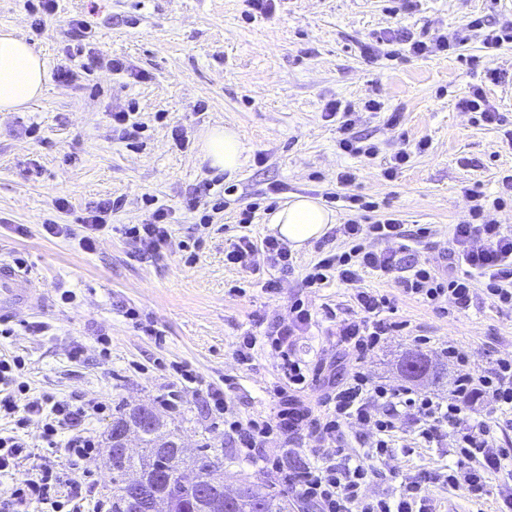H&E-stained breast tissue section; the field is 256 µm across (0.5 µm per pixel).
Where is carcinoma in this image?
Listing matches in <instances>:
<instances>
[{
    "label": "carcinoma",
    "mask_w": 512,
    "mask_h": 512,
    "mask_svg": "<svg viewBox=\"0 0 512 512\" xmlns=\"http://www.w3.org/2000/svg\"><path fill=\"white\" fill-rule=\"evenodd\" d=\"M138 453L109 466L112 471V512H127V476L145 467L164 480L170 479L171 461L177 460L184 470H191L205 485H212L214 494L224 496V483L216 477V463L206 453V447L182 448L176 431L159 420L140 437ZM170 512H198L199 488L176 484L168 489ZM223 512H288V498L265 488L245 483L236 499L224 503Z\"/></svg>",
    "instance_id": "1"
}]
</instances>
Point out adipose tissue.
I'll use <instances>...</instances> for the list:
<instances>
[{"label": "adipose tissue", "mask_w": 512, "mask_h": 512, "mask_svg": "<svg viewBox=\"0 0 512 512\" xmlns=\"http://www.w3.org/2000/svg\"><path fill=\"white\" fill-rule=\"evenodd\" d=\"M45 67L41 58L22 38L0 32V112H13L39 97L44 89ZM201 153L210 167L233 173L243 164L244 148L234 128L213 127L202 137ZM334 213L318 200L298 196L271 217L275 235L295 250L320 239L335 223Z\"/></svg>", "instance_id": "1"}]
</instances>
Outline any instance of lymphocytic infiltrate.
<instances>
[{
	"mask_svg": "<svg viewBox=\"0 0 512 512\" xmlns=\"http://www.w3.org/2000/svg\"><path fill=\"white\" fill-rule=\"evenodd\" d=\"M473 33L486 52L492 53L503 44L512 43V22L494 27L476 19L455 36L438 32L426 41L413 39L406 29H393L385 32L380 41L408 46L416 56L444 55L458 49ZM380 108V102L374 99L365 101L359 111L338 100L327 104L325 116L337 123L340 150L357 157L378 155L376 144L364 143L353 136L352 130L360 111L375 112ZM336 181L341 189L333 193L332 199L344 202L352 213L333 231L344 248L328 252L313 264L301 285L318 288L334 277L354 287L356 315L336 321V347L353 355L354 367L339 380L328 383L317 405L301 399V392L317 375L293 350L294 336L312 321L309 304L297 299L289 303L286 314L270 320L263 339L245 337L235 352L239 363H251L256 344L261 341L277 354L286 381L285 386L273 388L280 401L277 415L241 416L218 389L209 394L212 409L223 415L227 434L244 460H261L273 485L293 489L301 498L317 504L320 512H428L425 485L430 478L426 475L402 481L396 490L375 498L363 493L372 476L368 459L388 455L394 433L405 422L414 426L424 443L444 442L452 448L455 461L443 475L449 487L481 497L493 477L512 469V448L502 443L512 429V355L497 358L493 367L479 371L472 368L467 352L452 344L444 345L440 355L453 369L452 387L444 396L370 379L363 369L366 358L403 325L388 317L393 308L389 296L364 288L362 282L369 275L393 281L401 294L432 306L441 314L455 315L470 308L475 284L480 281L499 310L511 314L512 232H505L492 214L502 209L506 195H512V172L504 173L500 179L501 196L491 199L481 192L466 190L471 203L469 218L454 225L438 265L413 257L415 246L430 243L433 238L431 226L410 231L395 213L377 215L375 202L353 192V170L339 172ZM144 203L150 208L146 222L124 230L126 237L136 243L133 257L140 262L160 256L163 249L172 245L169 209L156 205L150 197ZM114 208V201L101 200L77 217L75 223L60 224L50 219L43 229L56 238L77 237L81 249L92 252ZM224 262L255 271L263 266L285 273L293 269L287 242L271 236L257 242L246 232L225 246ZM30 390L23 359L0 353V418L15 419L21 428L37 424L41 440L51 449L56 448L59 436H66L69 456L82 459L97 454L99 437L86 422L104 413L103 403L75 405L34 396ZM491 409L506 414V421L488 417ZM353 427L365 428L370 434L365 457L338 458L328 454L329 445L341 443L346 429ZM303 431L312 440V464L292 470L279 457L260 456V449L270 440L283 441ZM83 503L81 484L47 459L0 497V512H29L34 504L40 505L41 512H81Z\"/></svg>",
	"mask_w": 512,
	"mask_h": 512,
	"instance_id": "1",
	"label": "lymphocytic infiltrate"
}]
</instances>
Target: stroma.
I'll return each mask as SVG.
<instances>
[{
    "label": "stroma",
    "mask_w": 512,
    "mask_h": 512,
    "mask_svg": "<svg viewBox=\"0 0 512 512\" xmlns=\"http://www.w3.org/2000/svg\"><path fill=\"white\" fill-rule=\"evenodd\" d=\"M43 32L31 27L27 0H0V31L22 36L46 66L42 95L14 112H0V260L21 262L30 270L41 296L35 309L21 312L14 336L0 337V348L24 357L25 374L35 395L73 402L106 403L105 414L90 420L98 436H107L113 420L143 405L175 427L191 448L205 444L223 457L219 476L228 488L250 481L269 486L265 470L243 462L224 433L223 419L211 415L207 391L222 388L241 415L269 416L277 405L271 389L280 378L279 360L256 348L248 365L234 352L260 322L286 313L296 297L309 301L317 314L311 330L298 338L296 351L310 366L322 364L331 344L327 312L345 317L352 302L349 287L329 282L305 288V269L320 256L317 245L294 251L295 271L281 275L279 293H265L258 274L227 266L224 247L239 236L240 208L258 203L251 227L254 239L268 235L270 206L294 196L322 199L336 191V175L351 168L355 193L400 211L408 230L428 224L436 231L434 248H422L418 260L433 258L446 247L454 226L466 218L465 189L479 187L496 195L502 171L512 169V148L501 142L497 126L473 122L458 101L473 87L512 122V81L486 82L478 39L446 56H396L367 61L362 47L385 28H405L426 39L442 31L456 34L470 20L488 25L512 19V0H415L411 9L392 12V0H274L261 13L248 0H57ZM88 23L85 42L104 57L123 59L140 81L106 69L86 71L82 58L70 84L58 82L59 62L74 44L71 23ZM381 103L378 113H364L356 137L380 145L373 159L354 157L337 146L334 121L324 116L328 102ZM134 107L144 127L136 138L112 133L110 112ZM401 113L398 127L388 113ZM182 126L187 148H177L173 126ZM235 128L244 143L245 161L234 174H221L202 162L201 132L216 126ZM426 141L425 152L415 149ZM402 148L410 160L396 179L381 171L391 150ZM221 179L230 187L223 212L206 235L196 229L197 215L184 211L183 198L203 180ZM172 212L174 240L203 243L195 261L171 249L153 261L133 259L135 249L121 229L140 224L148 213L145 196ZM66 212L53 210L56 198ZM111 198L120 207L95 253L81 251L76 240L52 238L42 230L48 216L67 224L73 213ZM367 288L394 296L395 320L405 327L388 337L368 358L373 379L447 395L452 378L439 355L441 342L462 345L478 370L512 354V315L499 311L494 299L477 290L470 309L445 316L415 299L398 295L393 283L369 277ZM138 309L157 330L149 336L125 318ZM40 322L42 334L25 331ZM111 341L101 353V338ZM81 348L79 360L71 351ZM424 353L429 371L408 381L404 361ZM184 365L198 376L184 385L174 367ZM176 405H167L169 392ZM450 458L449 448H396L372 460L374 475L366 496L389 492L399 482L434 475L426 486L431 512H497L500 482L474 500L437 481ZM53 459L83 482L91 493L85 502L111 493V476L102 456L74 462L64 448Z\"/></svg>",
    "instance_id": "obj_1"
}]
</instances>
